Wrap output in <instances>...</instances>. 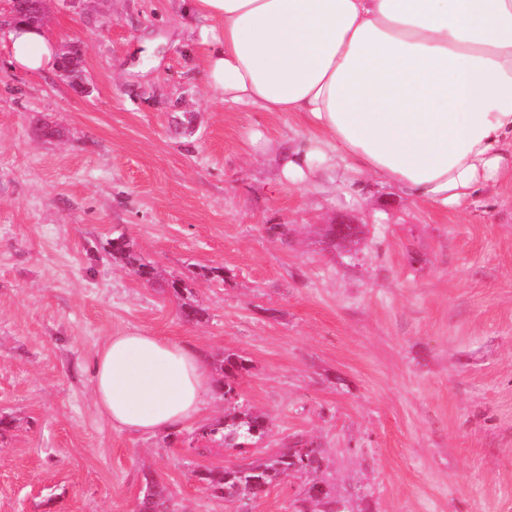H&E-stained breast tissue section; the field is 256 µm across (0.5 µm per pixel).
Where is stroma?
Masks as SVG:
<instances>
[{
  "label": "stroma",
  "instance_id": "obj_1",
  "mask_svg": "<svg viewBox=\"0 0 512 512\" xmlns=\"http://www.w3.org/2000/svg\"><path fill=\"white\" fill-rule=\"evenodd\" d=\"M206 24L179 0H49L85 96L0 31V512H137L149 476L174 512H235L196 478L232 451L191 446L224 400L174 442L97 414L94 356L134 328L248 358L261 451L319 443L356 512H512V183L441 214L366 179L281 181L310 129L213 97ZM336 223L361 233L332 242ZM118 235L162 279L223 269L193 285L202 322L106 254Z\"/></svg>",
  "mask_w": 512,
  "mask_h": 512
}]
</instances>
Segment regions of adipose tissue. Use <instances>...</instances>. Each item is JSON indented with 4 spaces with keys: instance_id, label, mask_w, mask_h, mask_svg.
I'll return each instance as SVG.
<instances>
[{
    "instance_id": "obj_1",
    "label": "adipose tissue",
    "mask_w": 512,
    "mask_h": 512,
    "mask_svg": "<svg viewBox=\"0 0 512 512\" xmlns=\"http://www.w3.org/2000/svg\"><path fill=\"white\" fill-rule=\"evenodd\" d=\"M201 29L205 77L228 106L293 112L313 133L281 160L310 185L349 172L395 185L444 213L512 181V0H181ZM12 62L53 68L55 45L11 29ZM94 405L113 428L174 433L216 385L200 349L139 329L110 336L91 368Z\"/></svg>"
}]
</instances>
